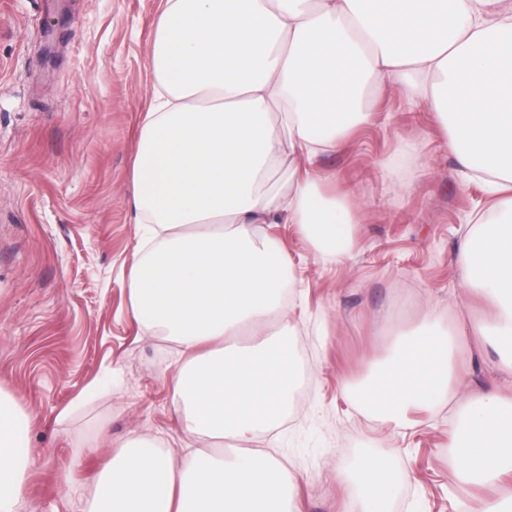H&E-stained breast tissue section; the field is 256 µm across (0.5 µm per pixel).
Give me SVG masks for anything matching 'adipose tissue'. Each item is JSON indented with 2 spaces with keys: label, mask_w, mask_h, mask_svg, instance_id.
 <instances>
[{
  "label": "adipose tissue",
  "mask_w": 512,
  "mask_h": 512,
  "mask_svg": "<svg viewBox=\"0 0 512 512\" xmlns=\"http://www.w3.org/2000/svg\"><path fill=\"white\" fill-rule=\"evenodd\" d=\"M148 64L157 83L133 169L129 304L184 356L171 389L183 434L249 440L285 418L300 378L286 300L298 283L264 227L295 225L324 264L351 252L355 202L312 165L370 121V93L392 88L440 116L449 150L482 181L487 212L466 234L461 270L487 312L446 331L426 309L356 383L357 403L393 421L455 403L459 482L511 481L512 394L460 398L454 336L491 346L512 378V0H167ZM21 417L0 395V512H21L28 494ZM342 479L357 512H389V457H365ZM295 481L267 454L199 450L178 467L134 438L83 512H291Z\"/></svg>",
  "instance_id": "1"
}]
</instances>
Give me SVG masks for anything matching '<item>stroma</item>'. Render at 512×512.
I'll return each mask as SVG.
<instances>
[{"instance_id": "35a3bbf8", "label": "stroma", "mask_w": 512, "mask_h": 512, "mask_svg": "<svg viewBox=\"0 0 512 512\" xmlns=\"http://www.w3.org/2000/svg\"><path fill=\"white\" fill-rule=\"evenodd\" d=\"M165 0H0V394L25 410L29 494L23 512H81L85 495L130 436L161 440L175 464L197 442L171 399L173 345L129 310L138 257L132 165L150 107L147 59ZM369 124L315 169L364 218L340 263H319L290 224H270L301 282L292 345L301 378L285 419L254 441L299 479L295 512H351L337 470L386 454L399 473L390 512H480L455 486L448 440L461 420L441 404L394 428L342 389L386 356L396 325L426 306L443 323L474 314L458 267L480 181L445 146L436 113L377 93ZM496 355L464 337L465 391L499 384Z\"/></svg>"}]
</instances>
